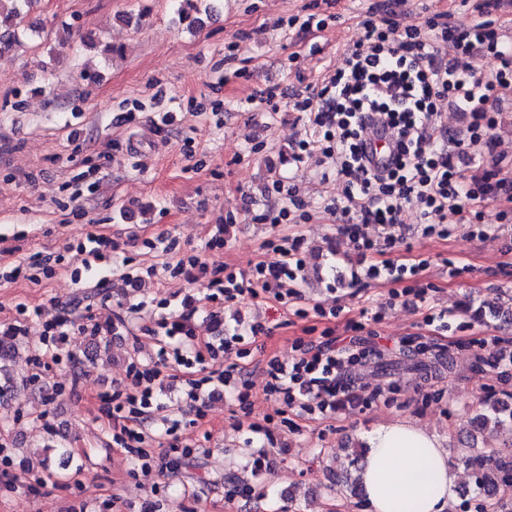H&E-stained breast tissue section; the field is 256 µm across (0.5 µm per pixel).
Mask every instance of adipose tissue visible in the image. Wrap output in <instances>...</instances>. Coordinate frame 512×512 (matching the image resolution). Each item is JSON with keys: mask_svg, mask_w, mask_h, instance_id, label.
I'll use <instances>...</instances> for the list:
<instances>
[{"mask_svg": "<svg viewBox=\"0 0 512 512\" xmlns=\"http://www.w3.org/2000/svg\"><path fill=\"white\" fill-rule=\"evenodd\" d=\"M367 446L359 477L373 512H449L460 471L434 435L391 422Z\"/></svg>", "mask_w": 512, "mask_h": 512, "instance_id": "obj_1", "label": "adipose tissue"}]
</instances>
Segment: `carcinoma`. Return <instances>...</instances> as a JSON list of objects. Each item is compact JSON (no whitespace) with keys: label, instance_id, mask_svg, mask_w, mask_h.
Masks as SVG:
<instances>
[{"label":"carcinoma","instance_id":"1","mask_svg":"<svg viewBox=\"0 0 512 512\" xmlns=\"http://www.w3.org/2000/svg\"><path fill=\"white\" fill-rule=\"evenodd\" d=\"M31 3L32 0H0V60L14 56L27 32L40 33L36 26L22 25ZM20 346L21 341L15 334L6 332L0 335V376L3 377L0 384L1 403L11 401L16 395V384L8 363L13 361ZM454 361L451 354L409 361L379 359L374 362L373 368L382 375H395L406 370L427 376L451 371ZM507 427L512 428V404L490 396L481 403L479 412L467 421V428L460 430L459 434L469 440L475 438V434L485 432L486 441L489 442ZM458 461L474 476L479 501L494 507L493 512H508L506 498L512 491V443L504 445V449L497 453L486 449L473 453L464 451Z\"/></svg>","mask_w":512,"mask_h":512}]
</instances>
